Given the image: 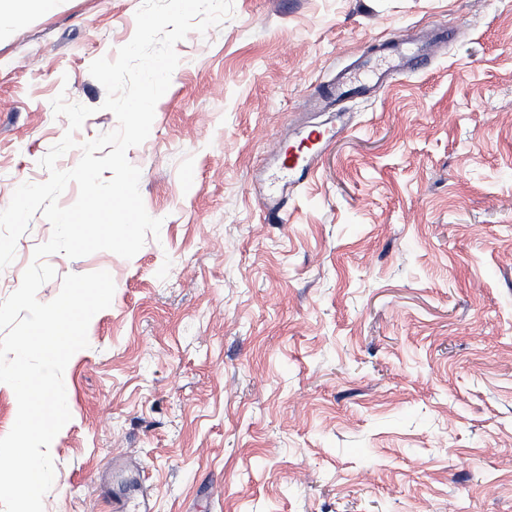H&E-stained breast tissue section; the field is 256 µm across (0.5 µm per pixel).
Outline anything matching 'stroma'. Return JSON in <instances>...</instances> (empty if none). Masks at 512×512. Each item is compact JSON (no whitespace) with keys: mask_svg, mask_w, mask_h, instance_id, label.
Wrapping results in <instances>:
<instances>
[{"mask_svg":"<svg viewBox=\"0 0 512 512\" xmlns=\"http://www.w3.org/2000/svg\"><path fill=\"white\" fill-rule=\"evenodd\" d=\"M142 0H57L0 17V209L41 183L68 129L117 128L89 66ZM437 26L448 44L396 77L324 150L280 224L259 195L272 148L332 122L315 88L367 41ZM127 158L161 219L108 271L109 308L64 375L44 512H112L96 480L145 481L155 512H512V0H233L191 32ZM52 233L35 214L0 302Z\"/></svg>","mask_w":512,"mask_h":512,"instance_id":"stroma-1","label":"stroma"}]
</instances>
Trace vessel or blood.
I'll return each instance as SVG.
<instances>
[{
    "label": "vessel or blood",
    "mask_w": 512,
    "mask_h": 512,
    "mask_svg": "<svg viewBox=\"0 0 512 512\" xmlns=\"http://www.w3.org/2000/svg\"><path fill=\"white\" fill-rule=\"evenodd\" d=\"M447 39V32L428 28L418 33H401L393 40L377 41L369 53L361 56L357 70L339 72L327 96L318 98V105L329 111L349 99L376 96L379 90L388 87L393 72L427 69L432 63L435 46ZM330 138V132L309 127L301 144L282 157L281 176L267 185L260 198L266 221L281 220L290 194L317 167ZM112 509L113 512H153V497L142 487L132 496H113Z\"/></svg>",
    "instance_id": "obj_1"
}]
</instances>
